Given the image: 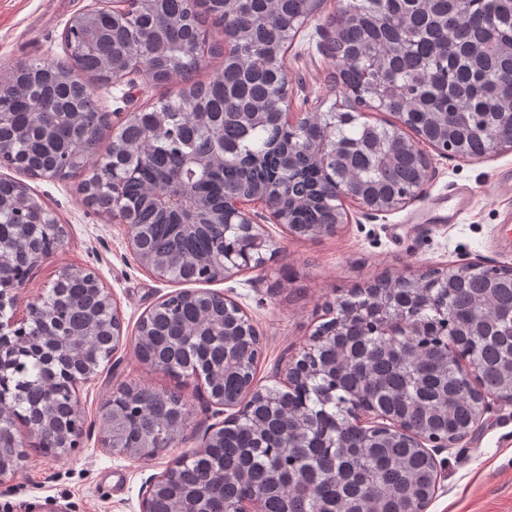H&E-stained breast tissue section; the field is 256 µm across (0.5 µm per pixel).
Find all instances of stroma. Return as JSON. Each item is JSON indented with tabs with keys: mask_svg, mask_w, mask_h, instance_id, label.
Returning <instances> with one entry per match:
<instances>
[{
	"mask_svg": "<svg viewBox=\"0 0 512 512\" xmlns=\"http://www.w3.org/2000/svg\"><path fill=\"white\" fill-rule=\"evenodd\" d=\"M92 5V0H0V80L24 60L66 62L64 31ZM338 7V0H322L288 47L289 111L316 112L318 101L331 96L336 58L321 49L319 29ZM85 82L116 128L131 112L180 88L174 80L155 83L143 70L109 83L90 76ZM428 156L429 178L410 204L387 213L350 207L349 223L319 236H293L269 225L277 252L264 267L205 283V290L237 302L260 334L255 385L276 384L278 369L301 352L328 321L329 305L351 288L468 262L512 267V243L504 240L506 225H512V193L499 187L502 173L512 170V148L479 160L434 150ZM0 177L24 183L64 230L61 246L33 268L20 289L21 303L45 295L64 269L88 268L111 293L124 336L79 391L78 447L65 457L34 453L17 476L0 483V512H42L49 502L57 512H141L149 482L201 448L225 418L197 379L152 369L135 352L132 340L140 319L179 286L155 279L139 264L124 226L87 204L78 179L33 177L7 167H0ZM459 192L468 194L469 206L451 224L444 216ZM129 385L177 391L187 402L178 439L149 461L113 453L102 442L105 405L117 389ZM431 454L440 478L427 512H512V404L487 398L472 432Z\"/></svg>",
	"mask_w": 512,
	"mask_h": 512,
	"instance_id": "obj_1",
	"label": "stroma"
}]
</instances>
